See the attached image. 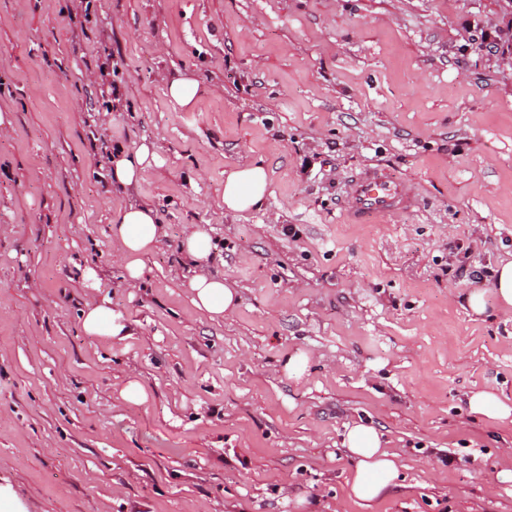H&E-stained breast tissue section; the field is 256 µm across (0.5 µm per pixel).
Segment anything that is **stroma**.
<instances>
[{"instance_id": "1", "label": "stroma", "mask_w": 512, "mask_h": 512, "mask_svg": "<svg viewBox=\"0 0 512 512\" xmlns=\"http://www.w3.org/2000/svg\"><path fill=\"white\" fill-rule=\"evenodd\" d=\"M181 73L204 89L189 110ZM0 117L12 512H362L340 446L359 420L402 464L373 512H512V418L466 402L512 399V310L462 306L512 259V0H0ZM144 143L161 165L113 192L112 147ZM255 158L266 209L225 214V168ZM366 166L419 207L342 223ZM135 202L167 236L131 288L109 226ZM195 224L240 297L221 319L192 303ZM92 297L131 336L85 335ZM132 376L145 402L122 398ZM168 92L177 106L189 109L194 106L204 90L198 80L190 74H179L169 80ZM310 362V354L305 350L297 349L284 358L282 368L289 378L299 379L307 372ZM471 412L492 420H504L512 417V401L504 400L489 390L471 391L467 395Z\"/></svg>"}]
</instances>
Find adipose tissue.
<instances>
[{
  "label": "adipose tissue",
  "instance_id": "1",
  "mask_svg": "<svg viewBox=\"0 0 512 512\" xmlns=\"http://www.w3.org/2000/svg\"><path fill=\"white\" fill-rule=\"evenodd\" d=\"M158 162V153L145 144L132 151L122 147L115 149L110 166L113 188L126 190ZM269 195V175L262 160L251 159L225 169V213L239 216L263 210ZM164 235L156 210L145 203L124 206L111 224L115 258L131 287L141 284L145 275L143 259L159 247ZM216 250L211 234L200 225L194 226L181 243L184 261L195 270L190 283L194 306L210 317L220 318L236 309L238 295L224 279L211 275L206 269ZM466 303L478 316L485 315L491 304L503 310L511 309L512 260L497 267L492 293L473 290L467 295ZM81 322L86 335L102 340H122L130 334L129 321L113 311L110 302L105 300L86 303ZM341 445L354 462L347 480L348 495L359 506L372 507L395 486L400 473L398 456L385 447L375 427L365 423L347 426Z\"/></svg>",
  "mask_w": 512,
  "mask_h": 512
}]
</instances>
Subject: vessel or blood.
I'll list each match as a JSON object with an SVG mask.
<instances>
[{"label":"vessel or blood","instance_id":"1","mask_svg":"<svg viewBox=\"0 0 512 512\" xmlns=\"http://www.w3.org/2000/svg\"><path fill=\"white\" fill-rule=\"evenodd\" d=\"M343 196L348 202L345 216L352 224H369L419 206L418 197L406 180L377 166L352 174L344 184Z\"/></svg>","mask_w":512,"mask_h":512}]
</instances>
